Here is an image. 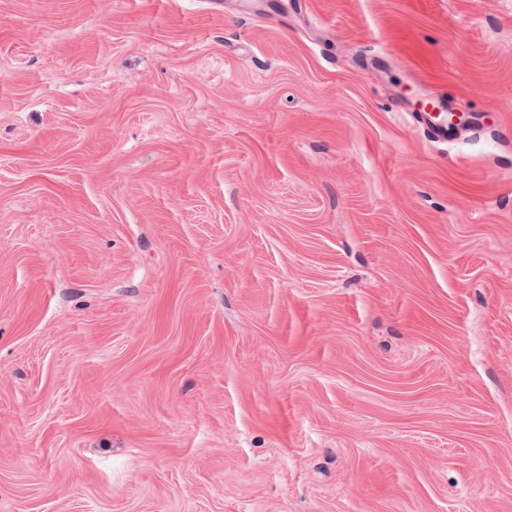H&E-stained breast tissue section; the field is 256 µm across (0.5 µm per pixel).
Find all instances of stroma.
Returning <instances> with one entry per match:
<instances>
[{
	"instance_id": "obj_1",
	"label": "stroma",
	"mask_w": 512,
	"mask_h": 512,
	"mask_svg": "<svg viewBox=\"0 0 512 512\" xmlns=\"http://www.w3.org/2000/svg\"><path fill=\"white\" fill-rule=\"evenodd\" d=\"M0 512H512V0H0Z\"/></svg>"
}]
</instances>
